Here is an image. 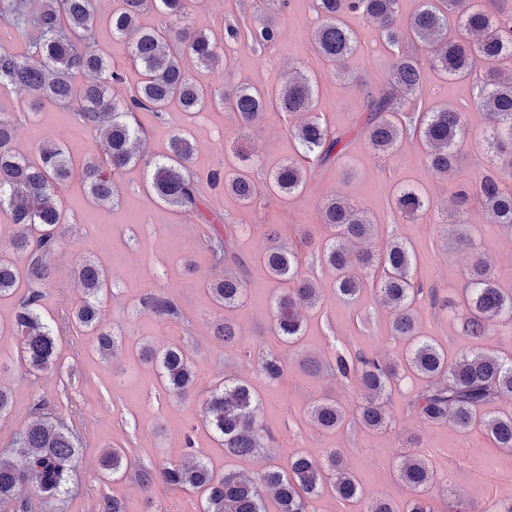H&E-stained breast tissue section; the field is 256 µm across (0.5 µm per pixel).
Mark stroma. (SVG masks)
Returning a JSON list of instances; mask_svg holds the SVG:
<instances>
[{"label": "stroma", "instance_id": "obj_1", "mask_svg": "<svg viewBox=\"0 0 512 512\" xmlns=\"http://www.w3.org/2000/svg\"><path fill=\"white\" fill-rule=\"evenodd\" d=\"M263 7L262 0H193L185 23L217 30L252 22ZM346 22L358 34L363 50L350 60L344 75H336L313 49L311 35L318 23L313 0H287L278 15L275 46L224 44L218 68L204 80L219 90L241 84L270 90L279 87L289 69H305L317 80L316 109L322 118L333 130H350L365 93L384 87L393 56L379 48V31L363 17L351 15ZM421 100L426 108L445 105L462 112L471 131L485 125L471 80L446 82L427 72ZM0 113L14 123L16 147L23 154H33L40 141L52 140L67 148L79 167L99 152L94 135L77 123L72 112L51 105L31 110L26 94L14 87L0 88ZM137 119L153 155L165 152L173 131L190 130L196 144L191 169L202 177L224 169L239 156L269 170L300 158L290 135L298 116L274 109L267 110L259 124L248 127L227 108L189 115L173 107L161 114L142 111ZM461 153L460 174L438 178L427 171L425 148L419 140H406L382 159L358 141L340 164L315 168L304 191L287 199L264 193L246 204L223 186H204L206 215L243 228L235 251L246 264L248 296L238 307L222 312L204 285L214 274L204 245L206 224L153 203L146 194L142 167L130 168L118 177V198L109 207L90 203L80 175H73L61 189L69 221L59 229L61 248L51 265L44 305L57 313L75 307L81 299L75 262L81 258L97 262L111 276V291L102 301L103 324L121 336L122 343L115 354L104 357L94 337L72 330L61 343L58 368L35 376L18 362L16 339L0 337V385L13 398L10 414L0 419V452L10 450L31 418L34 401L44 399L82 443L68 494L47 512H97L96 504L104 496L116 497L122 512H199L196 494L159 486L148 496L132 480H103L100 458L106 447L114 446L124 449L133 464L156 465L180 458L190 437L215 469L256 472L262 459L226 457L201 422L202 402L216 384L230 376L247 381L258 394L259 421L270 436L264 454L280 465H287L300 451L319 456L325 449H337L361 482L365 499L381 496L401 508L411 492L398 480L395 466L401 455L414 453L424 456L445 478L444 485L431 491L436 512H455L460 500L473 512H487L496 500L511 498L512 454L495 448L481 431L461 434L447 425L424 422L409 405L422 386L417 378H407L393 389L388 430L369 431L349 422L327 432L308 416L311 404L325 396L354 408L360 390L356 382L306 371L304 357L328 362L336 351L344 350L392 362L406 352L404 342L391 336L390 314L372 291H364L355 302H343L334 290L335 272L313 263L314 245L328 236L319 222L326 198L343 196L368 212L376 225L371 248L393 238L413 248L416 277L425 288L413 311L422 334L447 349L449 357H456L470 344L453 310L462 301L467 271L475 257L489 260L503 287L512 289V230L492 223L481 209H472L464 220L474 246L464 249L443 222L441 210L448 204L453 185L472 177L487 162L472 145H464ZM403 187L429 199L431 212L415 220L395 212L392 200ZM270 224L279 225L283 240L290 243L301 244L305 234L311 237L309 245H301L302 261L319 282L322 298L317 307L303 310L304 338L297 348L283 344L270 330V299L279 283L256 260ZM432 287L447 297L448 310L432 306L428 294ZM149 293L171 297L181 310V321H159L141 304ZM221 315L240 328V345L227 347L212 337L211 323ZM145 341L188 346L195 373L191 395L180 398L164 389L155 366L136 354L139 343ZM269 351L287 365L275 385L256 371L258 356Z\"/></svg>", "mask_w": 512, "mask_h": 512}]
</instances>
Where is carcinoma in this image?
<instances>
[{
  "label": "carcinoma",
  "mask_w": 512,
  "mask_h": 512,
  "mask_svg": "<svg viewBox=\"0 0 512 512\" xmlns=\"http://www.w3.org/2000/svg\"><path fill=\"white\" fill-rule=\"evenodd\" d=\"M189 2L120 0L112 10V34L131 38L130 56L140 74L130 95L120 97L115 86L124 83L123 74L112 69L96 45L98 0H0V29L9 30L15 42L11 48L0 46V86L25 90L35 109L45 103L76 104V120L95 134L100 145L99 158L87 162L81 172L96 205L114 201L115 176L142 165L151 170L148 188L156 201L208 221L202 210L201 180L189 168L196 151L193 135L188 130L173 132L167 151L153 157L142 148L145 132L135 120L140 111L158 113L176 106L190 114L219 103L252 124L272 107L305 116L291 137L308 164L322 166L341 158L348 148L347 134L329 132L316 112V81L300 68L289 71L272 95L249 85L218 94L188 74V58L200 70H213L226 39L263 48L273 45L278 37L273 16L277 8L263 12L252 25H228L216 33L141 23L151 11L181 20ZM315 7L322 23L312 34L314 49L338 73L360 48L357 34L344 21L347 13H359L375 25L388 48L400 46L403 25L414 40L415 51L396 55L387 89L366 93L354 124L356 136L379 158L416 137L426 147L430 173L446 177L458 171L460 145L469 137L462 114L446 107L422 112H406L404 107L420 96L428 70L449 79L476 76L477 105L487 117L477 144L488 165L452 192L454 238L459 245H473L463 214L475 206L491 215L494 223L511 228L512 190L504 185L502 173L512 169V67H503L506 61L512 63V16L494 14L486 0H420L405 24L400 0H315ZM78 72L92 75V81L76 85ZM14 140L11 120L0 114V208L9 211L12 226L0 248V297L25 288L6 329L18 339L22 365L37 375L55 368L59 338L74 327L96 336L103 356L113 353L119 337L101 327L100 303L108 293L110 276L91 261L77 262L80 303L56 317L45 314L51 262L61 244L58 227L67 223L60 190L73 173L71 157L60 145L44 142L31 160L16 151ZM220 181L241 201L252 202L264 190L288 198L303 191L307 168L288 162L264 173L254 165H235L209 173V183ZM393 203L407 216L425 215L431 208L430 201L413 188L399 190ZM320 223L331 230V236L314 251V259L336 272L337 296L349 302L364 289H373L389 310L392 335L410 345L404 367L426 380L410 401L413 411L430 424L450 425L463 434L478 428L495 447L512 451V414L490 411L497 402L512 399V359L480 346L494 326L512 323V291L501 287L494 269L482 258L469 269L459 318L472 346L450 360L446 351L419 332L412 305L423 286L414 278V251L399 240L387 242L377 252L351 248L372 235L375 224L365 211L340 196L325 200ZM239 231L238 225L226 224L222 231L212 228L206 239L213 264L222 269V276L208 280L206 288L222 309L235 308L247 297L242 263L234 251ZM258 262L283 284L272 300L274 335L296 344L303 335L299 308L316 306L321 288L303 269L298 250L286 243L265 248ZM143 303L165 321L181 319L177 304L166 295L149 294ZM6 329L1 327L0 333ZM213 336L235 345L239 330L222 318ZM140 358L156 366L170 393L182 397L192 388L195 375L186 348L147 343L140 348ZM329 368L336 379L354 377L361 386V401L355 408L358 424L372 431L386 429V403L399 379L397 366L360 353L338 352ZM258 370L275 383L284 373V363L267 353L258 358ZM259 409V399L241 380L226 377L212 390L203 407L204 423L224 454L261 453L267 433L258 421ZM31 414L34 419L13 441L17 459L0 454V505L13 502L16 512H31L35 499L47 503L66 493L81 448L47 401H36ZM309 416L320 429L335 431L345 424L349 412L326 396L314 402ZM102 466L114 482L130 470L121 448L109 449ZM398 473L414 492L404 512H434L430 491L442 478L421 458L403 460ZM134 477L145 491L158 485L194 491L200 498L199 512H268V498L274 500L276 512H309L310 501L327 492L346 502L363 498L359 480L342 466L333 449L321 457L298 453L286 468L267 461L251 477L234 470L218 473L194 454L176 463L141 467Z\"/></svg>",
  "instance_id": "obj_1"
}]
</instances>
